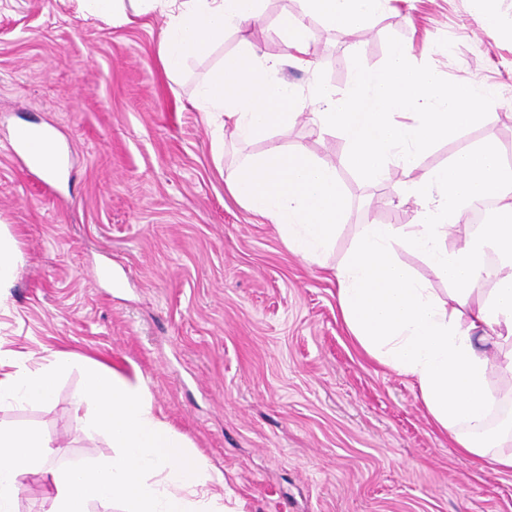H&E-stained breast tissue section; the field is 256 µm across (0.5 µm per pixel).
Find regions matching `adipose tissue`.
I'll use <instances>...</instances> for the list:
<instances>
[{
    "label": "adipose tissue",
    "mask_w": 512,
    "mask_h": 512,
    "mask_svg": "<svg viewBox=\"0 0 512 512\" xmlns=\"http://www.w3.org/2000/svg\"><path fill=\"white\" fill-rule=\"evenodd\" d=\"M112 24L157 11L169 22L159 44L168 74L187 58L206 55L228 28L258 15L261 0H82ZM310 15L347 31L361 26L387 0H304ZM491 141L460 153L448 165L411 182L401 201L424 202L414 224H368L335 275L342 319L362 350L379 365L411 379L437 426L480 466L512 471V433L490 435L495 397L489 362L478 349L475 329L487 326L508 349L498 364L512 374V167ZM231 195L253 214L271 220L285 243L316 262L343 223L347 202L335 167L308 150L270 147L242 163L226 180ZM490 199L495 216L467 234L457 247L444 243L470 204ZM420 254L451 286L434 297L398 259L397 248ZM504 273L494 287L480 283L489 255ZM65 366L54 353L34 367L0 353V404H41L55 393ZM76 411L109 435L114 454L90 466L53 474L51 512H87L89 502L120 499L127 512H213L200 490L207 465L157 417L143 381L90 362ZM49 441L0 430V512H15L20 478L50 453Z\"/></svg>",
    "instance_id": "ef3b65f1"
}]
</instances>
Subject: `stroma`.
<instances>
[{
  "label": "stroma",
  "mask_w": 512,
  "mask_h": 512,
  "mask_svg": "<svg viewBox=\"0 0 512 512\" xmlns=\"http://www.w3.org/2000/svg\"><path fill=\"white\" fill-rule=\"evenodd\" d=\"M500 31L471 0H389L339 33L309 21L310 67L280 34L301 0H263L259 20L229 28L170 79L159 59L168 19L112 25L81 0H0V223L19 255L0 291V350L27 365L71 354L52 401L0 406V426L48 438L22 477L17 512H48L52 470L110 458L105 433L74 417L84 359L141 376L155 413L233 494L230 512H512V472L479 469L427 414L417 386L367 357L339 310L335 269L367 224H413L407 184L472 144L496 141L512 164V0ZM398 37L413 64L490 89V118L363 180L340 134L299 118L266 142L217 145L199 88L251 44L278 59L273 80L310 93L325 74L351 87L353 55L379 69ZM50 134L64 156L46 177L13 152L20 128ZM308 149L335 166L346 220L314 264L224 179L268 145Z\"/></svg>",
  "instance_id": "1"
}]
</instances>
